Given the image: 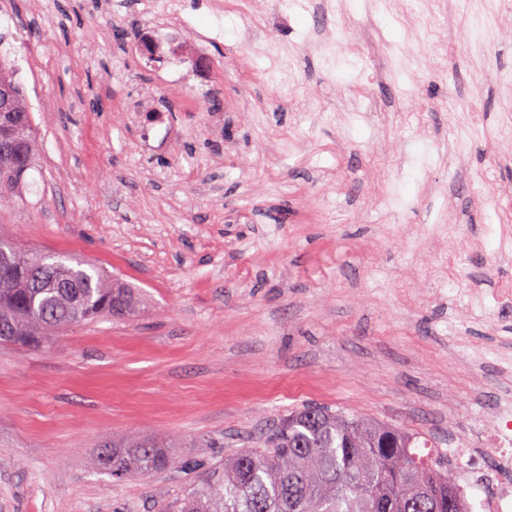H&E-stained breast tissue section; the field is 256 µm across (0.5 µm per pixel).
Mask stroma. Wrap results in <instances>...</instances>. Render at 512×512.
<instances>
[{
	"mask_svg": "<svg viewBox=\"0 0 512 512\" xmlns=\"http://www.w3.org/2000/svg\"><path fill=\"white\" fill-rule=\"evenodd\" d=\"M150 0H0V54L31 106L37 168L0 234L139 290L132 317L0 344V512H154L191 469L257 448L318 404L445 452L512 373V7L502 0H182L228 112L171 106L167 65L127 54ZM346 24L334 61L328 14ZM184 465L116 482L117 441Z\"/></svg>",
	"mask_w": 512,
	"mask_h": 512,
	"instance_id": "35a3bbf8",
	"label": "stroma"
}]
</instances>
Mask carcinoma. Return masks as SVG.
Listing matches in <instances>:
<instances>
[{
    "label": "carcinoma",
    "instance_id": "cac0c4a2",
    "mask_svg": "<svg viewBox=\"0 0 512 512\" xmlns=\"http://www.w3.org/2000/svg\"><path fill=\"white\" fill-rule=\"evenodd\" d=\"M11 111L0 125L26 142V160L0 165V199L20 198L35 167V127L11 65L0 58V87ZM18 273L0 267V342L42 345L69 327L105 315L129 317L140 307L134 289L97 267L68 265L47 253L21 250L0 237V254ZM416 434L367 416L352 418L307 404L285 417L262 448H243L224 463L200 469L191 490L175 502L157 492V512H466L444 462L412 452ZM391 447L382 448V441ZM98 470L121 481L151 477L183 465L170 446L132 441L98 449Z\"/></svg>",
    "mask_w": 512,
    "mask_h": 512
}]
</instances>
